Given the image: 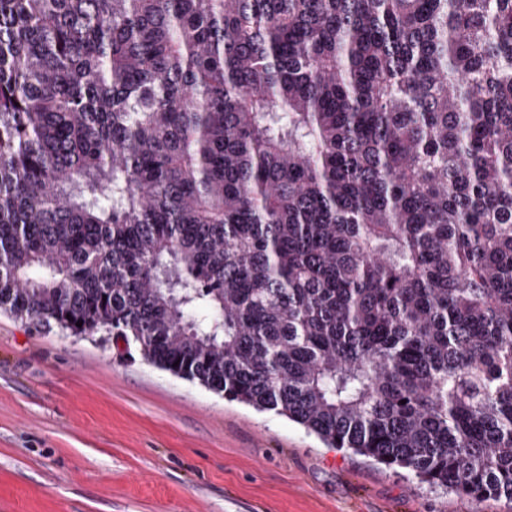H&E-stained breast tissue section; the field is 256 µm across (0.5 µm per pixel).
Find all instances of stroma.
Returning <instances> with one entry per match:
<instances>
[{"label": "stroma", "instance_id": "obj_1", "mask_svg": "<svg viewBox=\"0 0 512 512\" xmlns=\"http://www.w3.org/2000/svg\"><path fill=\"white\" fill-rule=\"evenodd\" d=\"M0 512H512L326 447L101 332L0 312Z\"/></svg>", "mask_w": 512, "mask_h": 512}]
</instances>
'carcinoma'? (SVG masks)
<instances>
[{
    "label": "carcinoma",
    "mask_w": 512,
    "mask_h": 512,
    "mask_svg": "<svg viewBox=\"0 0 512 512\" xmlns=\"http://www.w3.org/2000/svg\"><path fill=\"white\" fill-rule=\"evenodd\" d=\"M0 311L512 504V0H0Z\"/></svg>",
    "instance_id": "1"
}]
</instances>
